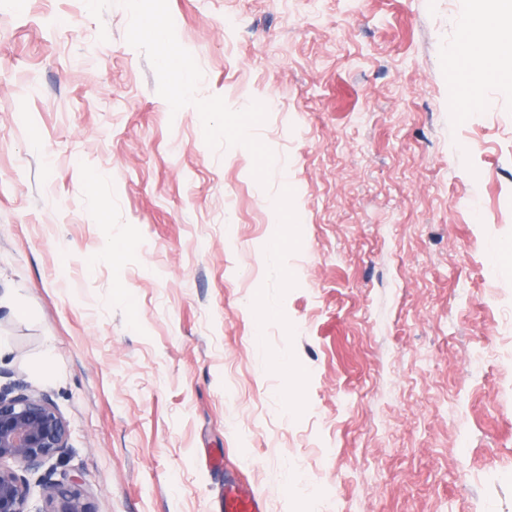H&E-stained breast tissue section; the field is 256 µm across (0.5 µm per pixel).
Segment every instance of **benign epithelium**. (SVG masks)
<instances>
[{"label":"benign epithelium","mask_w":512,"mask_h":512,"mask_svg":"<svg viewBox=\"0 0 512 512\" xmlns=\"http://www.w3.org/2000/svg\"><path fill=\"white\" fill-rule=\"evenodd\" d=\"M69 435L67 421L46 395L19 384L0 390V512H30L27 475L39 471L42 512H92L82 476L65 473L57 480L47 467L65 453Z\"/></svg>","instance_id":"1"}]
</instances>
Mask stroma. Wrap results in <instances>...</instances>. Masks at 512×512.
Listing matches in <instances>:
<instances>
[{"mask_svg":"<svg viewBox=\"0 0 512 512\" xmlns=\"http://www.w3.org/2000/svg\"><path fill=\"white\" fill-rule=\"evenodd\" d=\"M492 10L0 0V386L95 512H223L228 471L268 512H512V62L474 90L459 51Z\"/></svg>","mask_w":512,"mask_h":512,"instance_id":"35a3bbf8","label":"stroma"}]
</instances>
